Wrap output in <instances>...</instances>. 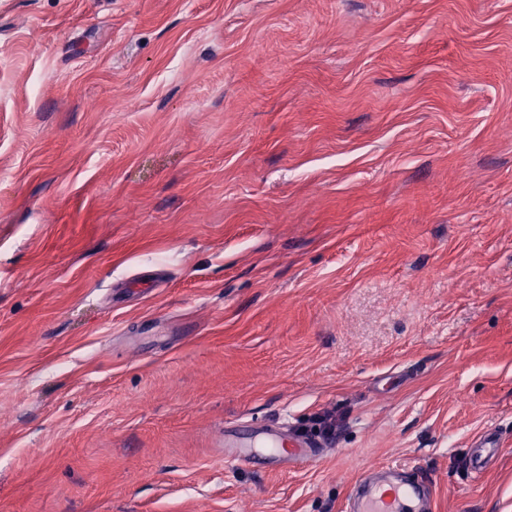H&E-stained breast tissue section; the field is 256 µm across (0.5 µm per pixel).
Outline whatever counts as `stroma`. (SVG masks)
<instances>
[{
	"mask_svg": "<svg viewBox=\"0 0 512 512\" xmlns=\"http://www.w3.org/2000/svg\"><path fill=\"white\" fill-rule=\"evenodd\" d=\"M510 129L512 0H0V512H512ZM319 437L293 432L285 422L224 425V460L254 465L258 460L273 467L305 465L320 455ZM408 469L404 475L367 481V475L374 472L367 468L349 492L351 512H432V481L420 469Z\"/></svg>",
	"mask_w": 512,
	"mask_h": 512,
	"instance_id": "stroma-1",
	"label": "stroma"
}]
</instances>
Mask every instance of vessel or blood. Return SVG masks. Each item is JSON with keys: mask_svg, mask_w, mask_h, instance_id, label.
<instances>
[{"mask_svg": "<svg viewBox=\"0 0 512 512\" xmlns=\"http://www.w3.org/2000/svg\"><path fill=\"white\" fill-rule=\"evenodd\" d=\"M322 446L319 437L295 433L283 422L224 425V459L230 463L303 465L316 460ZM432 501V482L415 467L399 476L358 479L347 498L352 512H433Z\"/></svg>", "mask_w": 512, "mask_h": 512, "instance_id": "b4317fda", "label": "vessel or blood"}]
</instances>
